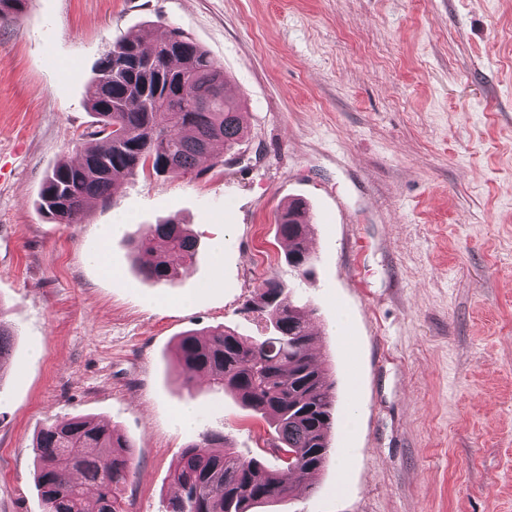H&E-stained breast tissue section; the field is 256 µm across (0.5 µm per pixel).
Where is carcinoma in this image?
<instances>
[{
	"mask_svg": "<svg viewBox=\"0 0 512 512\" xmlns=\"http://www.w3.org/2000/svg\"><path fill=\"white\" fill-rule=\"evenodd\" d=\"M28 0H0V20L22 12ZM87 107L95 129L78 138L80 161L60 162L46 176L38 209L60 224L80 223L92 200H107L126 181L148 170L184 174L203 158L221 161L243 137L240 104L226 93L224 71L207 52L172 29L151 45L133 35L112 42L94 67ZM277 233L287 242L285 261L300 277L315 257L308 247L305 205L289 204ZM144 279L165 283L177 273L170 257L192 262L196 242L176 218L149 224L131 240ZM266 314L269 334L245 337L217 326L188 332L174 362L192 392L196 379L265 418L273 451L293 452L286 471L303 482L331 452L334 383L311 354L316 336L311 310L298 304L279 277L262 281L247 302ZM15 330L0 308V365L12 351ZM35 483L43 512H86L85 491L96 493L95 512H126L124 491L135 475L131 441L118 429L80 417L45 424L34 437ZM174 495L166 512H255L282 502L296 486L264 460L242 454L224 433L204 430L171 472Z\"/></svg>",
	"mask_w": 512,
	"mask_h": 512,
	"instance_id": "obj_1",
	"label": "carcinoma"
}]
</instances>
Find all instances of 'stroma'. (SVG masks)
I'll return each instance as SVG.
<instances>
[{
  "label": "stroma",
  "instance_id": "1",
  "mask_svg": "<svg viewBox=\"0 0 512 512\" xmlns=\"http://www.w3.org/2000/svg\"><path fill=\"white\" fill-rule=\"evenodd\" d=\"M171 29L223 67L241 163L148 172L53 223L38 193L94 121V64ZM296 198L317 258L301 280L276 224ZM171 215L197 253L156 284L130 241ZM272 274L314 311L336 423L311 488L262 512H512V0H29L0 22V512H42L33 438L63 416L131 440L127 512H165L203 429L266 457L267 423L186 391L173 351L218 325L265 335L244 304Z\"/></svg>",
  "mask_w": 512,
  "mask_h": 512
}]
</instances>
